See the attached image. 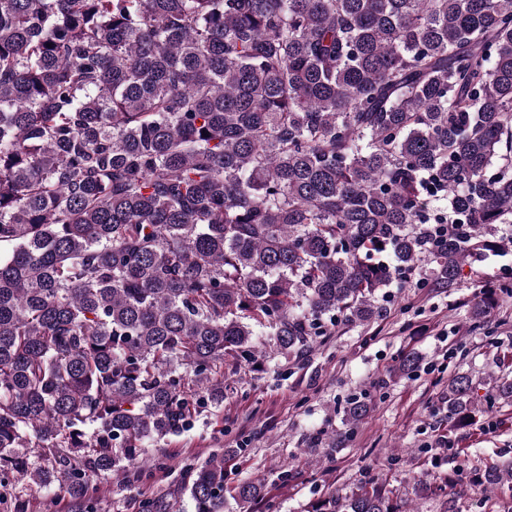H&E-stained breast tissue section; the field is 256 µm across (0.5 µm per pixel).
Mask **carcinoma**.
Instances as JSON below:
<instances>
[{
	"mask_svg": "<svg viewBox=\"0 0 512 512\" xmlns=\"http://www.w3.org/2000/svg\"><path fill=\"white\" fill-rule=\"evenodd\" d=\"M511 247L512 0H0V486L89 512L262 337L299 355ZM224 464L185 465L193 512ZM310 512L400 510L369 481Z\"/></svg>",
	"mask_w": 512,
	"mask_h": 512,
	"instance_id": "obj_1",
	"label": "carcinoma"
}]
</instances>
